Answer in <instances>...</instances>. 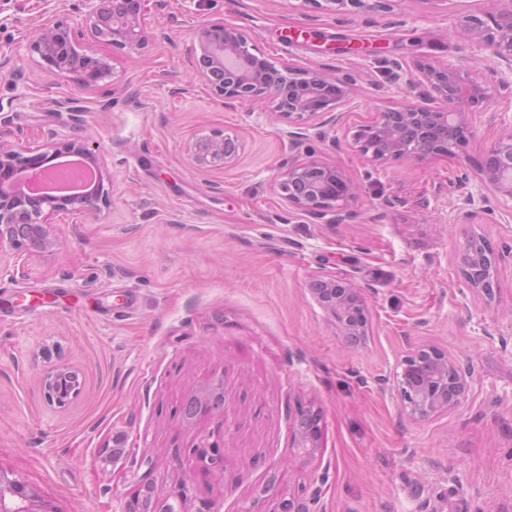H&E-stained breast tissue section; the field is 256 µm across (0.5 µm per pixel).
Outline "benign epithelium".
Returning <instances> with one entry per match:
<instances>
[{
  "label": "benign epithelium",
  "instance_id": "1",
  "mask_svg": "<svg viewBox=\"0 0 512 512\" xmlns=\"http://www.w3.org/2000/svg\"><path fill=\"white\" fill-rule=\"evenodd\" d=\"M162 9L166 0H83L84 24L73 30L50 18L37 25L28 44L42 65L60 78H68L81 88L99 89L110 76L106 62L80 42L107 44L141 50L148 35L141 24L146 2ZM325 9L344 11L349 6L372 8L369 0H323ZM486 23L477 16H466L463 31L474 43L493 50L504 62L501 70L492 68L493 84L473 72L466 59L445 63L415 61L405 82L406 101L398 108L380 112L367 126L363 151L379 163L403 157L425 160L463 147L474 131L468 116L491 106V88L512 93V0ZM195 77L208 86L224 104L269 100L274 111L298 121L321 118L331 129L341 121L338 108L350 101L355 77L333 66L299 69L279 64L252 53L251 36L243 29L222 21L203 27L193 47ZM196 165L226 166L239 151L238 140L220 135L196 139L191 148ZM78 156L101 169L99 155L83 140L71 139L53 152L19 148L0 130V249L44 252L59 246L51 230L50 216L58 212L82 213L88 207L109 199L103 181L80 195L42 194L17 189L14 183L23 174H35L60 155ZM466 189L461 202L452 206L455 215L473 218L486 213L490 189L512 198V135L494 142L482 157L475 173L457 176ZM288 205L316 219L334 214L331 222L350 218L343 212L344 202L355 193V185L341 169L318 159L292 164L278 183ZM498 256L486 241L472 235L459 250L458 272L468 288L481 295L487 304L496 300L495 273ZM311 292L319 305L342 325L350 342L366 334L368 325L365 298L360 288L347 279H317ZM472 369L448 352L432 344L414 347L397 364L393 379L401 401L418 423L459 406L468 391ZM81 382L76 372L55 366L41 378L45 399L59 406L75 396ZM204 410L224 411L223 382L215 381L193 391L182 408L186 423L195 421ZM300 413L294 428L296 447L307 456L318 451L319 429L303 423ZM0 512H55L51 501L16 475L0 468ZM120 512H218L214 504H191L187 487H182L174 502L162 508L125 506Z\"/></svg>",
  "mask_w": 512,
  "mask_h": 512
}]
</instances>
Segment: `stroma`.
<instances>
[{
  "label": "stroma",
  "instance_id": "35a3bbf8",
  "mask_svg": "<svg viewBox=\"0 0 512 512\" xmlns=\"http://www.w3.org/2000/svg\"><path fill=\"white\" fill-rule=\"evenodd\" d=\"M500 0H381L337 14L313 0H170L149 9L146 48L95 46L113 99L54 79L31 57L0 71V113L22 146L86 138L111 178L110 200L51 216L58 249L0 250L23 277L0 279V468L37 489L57 512H117L152 488L219 512H512V199L488 192L490 211L449 221L459 171L507 135L484 112L463 150L424 161L373 163L360 130L396 108L390 63L468 57L487 72L490 49L458 31ZM79 0H0V56L26 47L46 17L80 24ZM224 21L257 54L301 69L354 74L337 148L308 124L304 148L268 100L225 107L193 83L190 49L203 25ZM368 44L376 54L329 55L325 45ZM193 84L187 98L173 88ZM70 98L80 122L59 109ZM238 139L236 160L200 167L197 138ZM320 159L359 186L343 224L289 207L277 184L288 166ZM484 237L504 258L498 300L486 305L460 277L457 250ZM321 277L362 289L368 333L348 344L317 303ZM433 344L469 361L465 401L411 420L384 380L405 351ZM75 370L81 391L49 403L41 377ZM224 381V412L186 425L183 401ZM319 418V451L293 443L299 411ZM207 442L222 470L191 448ZM121 447L104 463L105 449Z\"/></svg>",
  "mask_w": 512,
  "mask_h": 512
}]
</instances>
